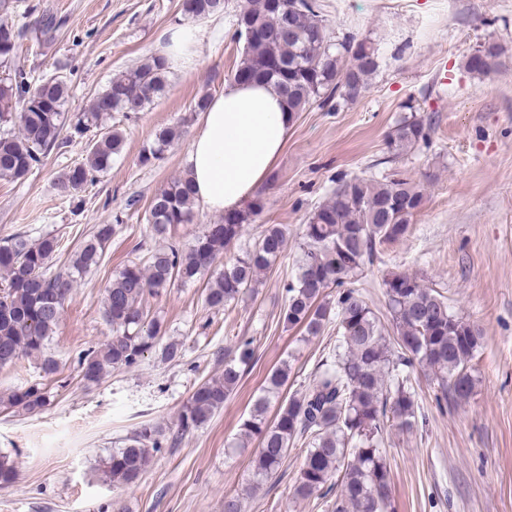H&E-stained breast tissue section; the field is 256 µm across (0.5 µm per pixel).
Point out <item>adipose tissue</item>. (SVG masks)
<instances>
[{
	"label": "adipose tissue",
	"instance_id": "1",
	"mask_svg": "<svg viewBox=\"0 0 512 512\" xmlns=\"http://www.w3.org/2000/svg\"><path fill=\"white\" fill-rule=\"evenodd\" d=\"M202 38L195 23L170 27L159 53L171 69L193 70ZM292 124L273 87L226 82L204 110L185 159L197 207L211 214L241 209L272 171Z\"/></svg>",
	"mask_w": 512,
	"mask_h": 512
}]
</instances>
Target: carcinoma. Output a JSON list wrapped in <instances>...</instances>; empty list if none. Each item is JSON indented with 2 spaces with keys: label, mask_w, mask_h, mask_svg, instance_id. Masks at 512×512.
<instances>
[{
  "label": "carcinoma",
  "mask_w": 512,
  "mask_h": 512,
  "mask_svg": "<svg viewBox=\"0 0 512 512\" xmlns=\"http://www.w3.org/2000/svg\"><path fill=\"white\" fill-rule=\"evenodd\" d=\"M224 10V0H183V11L202 20ZM237 35L244 40L242 57L232 79L273 86L288 111L304 112L314 103L325 105L335 96L355 100L367 88L377 69L375 50L365 41L330 43L315 0H246L237 14ZM28 24L0 22V63L15 57ZM467 68L485 76L499 57L494 43L477 48ZM168 86V65L152 55L134 68L112 77L92 100L89 111L65 127L63 107L69 95L62 76L36 79L15 66L0 77V179L23 180L54 149L86 136L98 121L113 112L137 114L153 104ZM430 126L405 118L389 135L388 148L398 155L426 142ZM174 127L160 129L140 155L143 165L159 158L179 138ZM124 147L123 134L106 128L93 135L83 162L58 180L61 193L74 195L112 168ZM423 193L403 178L375 181L360 176L344 179L305 224L300 249L302 265L296 278L284 283V322L318 336L336 321L333 360L302 392L283 400L273 419L266 418L268 397L254 404L242 423L245 435H255L259 448L252 469L257 478L277 473L289 448L301 441L307 451L294 494L300 499L326 497L332 512H388L391 485L383 435L391 419L412 427L418 408L408 369L419 363L434 375L441 397L457 404L474 392L470 362L482 339L481 332L454 315L437 291L416 275L393 272L383 281L396 344H391L380 319L368 305L355 279L365 262L378 257L387 244L406 238ZM190 180L172 181L149 204L147 222L156 235L194 215ZM263 202L226 212L205 225L189 250L176 244L150 254L146 262L132 261L112 276L106 286L104 317L112 338L100 349L81 356L83 378L97 383L114 370L137 366L144 353L161 337V324L146 321L145 297L157 294L176 280L191 281L209 271L241 236L247 221L259 215ZM116 225H99L92 238L71 261L69 271L52 270L59 240L46 235L37 240L18 232L0 241V367L23 357H39L47 374L56 372L46 354L77 277L99 264L103 248ZM287 228L270 224L255 245L229 258L224 270L208 283L204 302L221 309L253 290L260 276L282 256ZM335 298L328 299L329 290ZM254 359L252 340L242 337L224 355V376L199 383L179 415V431L205 425L224 408L240 373ZM288 380V364L274 369L266 392L277 393ZM48 403L37 385L0 395L7 410L33 414ZM168 444L160 426L144 424L124 445L100 460L102 482L116 488L137 484L156 453ZM15 462L0 455V488L17 480Z\"/></svg>",
  "instance_id": "1"
}]
</instances>
